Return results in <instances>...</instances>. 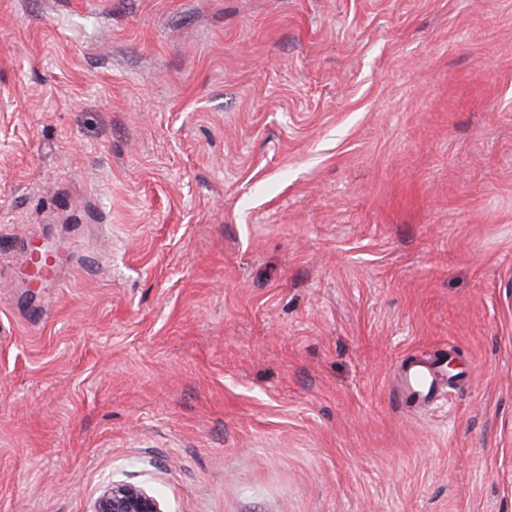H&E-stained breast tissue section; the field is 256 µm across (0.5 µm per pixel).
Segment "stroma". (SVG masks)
Listing matches in <instances>:
<instances>
[{
	"label": "stroma",
	"instance_id": "stroma-1",
	"mask_svg": "<svg viewBox=\"0 0 512 512\" xmlns=\"http://www.w3.org/2000/svg\"><path fill=\"white\" fill-rule=\"evenodd\" d=\"M116 481L512 512V0H0V512ZM432 365L425 367L423 365H414L407 370L405 374L403 385L400 382L395 384L397 394H401L405 388L413 394H421L423 392L429 393L431 389V382L429 381V373Z\"/></svg>",
	"mask_w": 512,
	"mask_h": 512
}]
</instances>
